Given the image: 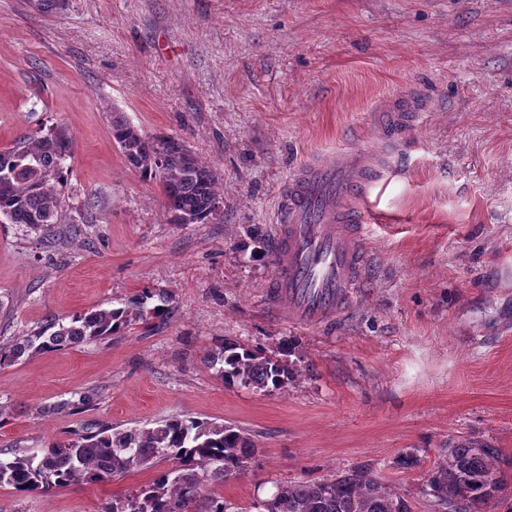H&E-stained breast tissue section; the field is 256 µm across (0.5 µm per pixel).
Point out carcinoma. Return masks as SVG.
Instances as JSON below:
<instances>
[{
    "label": "carcinoma",
    "mask_w": 512,
    "mask_h": 512,
    "mask_svg": "<svg viewBox=\"0 0 512 512\" xmlns=\"http://www.w3.org/2000/svg\"><path fill=\"white\" fill-rule=\"evenodd\" d=\"M111 135L127 162L156 181L164 195L170 224H207L222 200L216 174L185 141L174 136L147 137L124 117L112 118ZM74 140L63 124L42 129L0 150V215L11 224L50 234L71 221L66 193ZM151 294L124 307H105L51 318L8 344H0V369L23 359L70 345L104 340L130 322ZM281 356L262 349L223 344L207 357L209 367L227 385L240 383L258 391L281 390L298 372ZM94 394L54 406L71 413L89 406ZM448 454L437 462L422 493L450 506L452 512H486L503 489L496 459L499 450L472 438L448 440ZM257 448L250 435L224 423L172 416L143 429L113 430L96 424L42 448H15L0 458V487L24 493H47L76 484L106 483L144 468L157 458L175 462L116 503L112 512H226L224 498L203 489V482H224L246 471ZM279 512H411V505L390 485L369 472L352 469L331 481L298 482L278 489Z\"/></svg>",
    "instance_id": "cac0c4a2"
}]
</instances>
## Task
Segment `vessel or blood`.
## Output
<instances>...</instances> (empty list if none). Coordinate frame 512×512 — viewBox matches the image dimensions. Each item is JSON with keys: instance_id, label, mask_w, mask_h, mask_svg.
Wrapping results in <instances>:
<instances>
[{"instance_id": "vessel-or-blood-1", "label": "vessel or blood", "mask_w": 512, "mask_h": 512, "mask_svg": "<svg viewBox=\"0 0 512 512\" xmlns=\"http://www.w3.org/2000/svg\"><path fill=\"white\" fill-rule=\"evenodd\" d=\"M418 94L386 101L374 115L383 133H404L423 118ZM384 171L366 151H340L290 176L277 206L280 250L268 300L290 321L322 323L344 310L366 281V220L357 202Z\"/></svg>"}]
</instances>
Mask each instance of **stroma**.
Listing matches in <instances>:
<instances>
[{
    "label": "stroma",
    "mask_w": 512,
    "mask_h": 512,
    "mask_svg": "<svg viewBox=\"0 0 512 512\" xmlns=\"http://www.w3.org/2000/svg\"><path fill=\"white\" fill-rule=\"evenodd\" d=\"M408 91L425 119L387 139L372 115ZM116 112L211 167L210 223H168L112 141ZM60 122L79 221L49 240L0 222V342L146 290L172 313L0 369V449L191 416L258 448L224 485L227 512L354 468L440 512L421 487L449 439L476 438L502 454L494 512H512V0H0V150ZM354 149L388 169L362 204L367 281L331 322L292 323L265 297L278 195L299 165ZM283 341L298 371L283 390L225 385L204 361ZM83 392L87 411L48 413ZM153 476L4 486L0 512H105Z\"/></svg>",
    "instance_id": "35a3bbf8"
}]
</instances>
